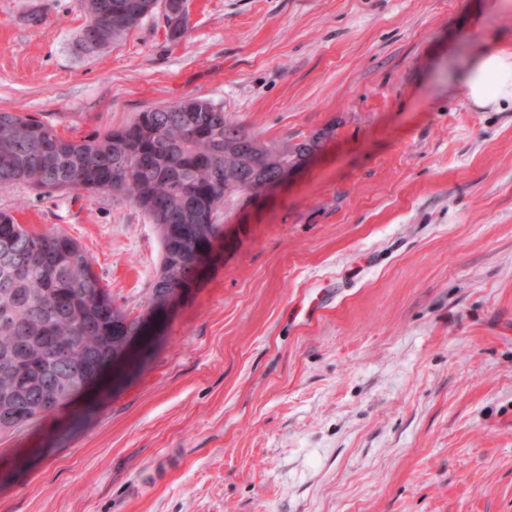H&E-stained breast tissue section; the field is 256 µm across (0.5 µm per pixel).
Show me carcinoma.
<instances>
[{
  "label": "carcinoma",
  "mask_w": 512,
  "mask_h": 512,
  "mask_svg": "<svg viewBox=\"0 0 512 512\" xmlns=\"http://www.w3.org/2000/svg\"><path fill=\"white\" fill-rule=\"evenodd\" d=\"M161 0H78L85 23L75 50L95 55L160 9ZM319 138L262 141L206 98L142 112L131 124L80 138L23 112L0 111V185L46 192L119 194L154 225L160 265L133 316L93 270L87 250L60 231L30 228L0 212V412L5 399L21 424L55 410L41 406L54 387L76 399L112 360L144 340L148 319L175 288L186 289L224 234L229 202L251 195L285 165L301 161Z\"/></svg>",
  "instance_id": "1"
}]
</instances>
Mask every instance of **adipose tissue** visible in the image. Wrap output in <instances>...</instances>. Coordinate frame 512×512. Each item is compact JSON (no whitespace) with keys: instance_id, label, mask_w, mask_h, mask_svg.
Segmentation results:
<instances>
[{"instance_id":"obj_1","label":"adipose tissue","mask_w":512,"mask_h":512,"mask_svg":"<svg viewBox=\"0 0 512 512\" xmlns=\"http://www.w3.org/2000/svg\"><path fill=\"white\" fill-rule=\"evenodd\" d=\"M470 103L490 110L512 105V45L493 37L463 60L451 77Z\"/></svg>"}]
</instances>
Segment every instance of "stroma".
Segmentation results:
<instances>
[{"mask_svg":"<svg viewBox=\"0 0 512 512\" xmlns=\"http://www.w3.org/2000/svg\"><path fill=\"white\" fill-rule=\"evenodd\" d=\"M481 0H192L82 56L76 0H0V111L81 137L187 97L320 137L226 212L147 345L0 439V512H512V111L451 87L512 18ZM139 313L153 224L111 194L0 187ZM178 2H175L174 0H170L169 2H175L174 4H170L169 2L166 3L167 12L170 15L171 18V27H178V30H184L187 29V27L190 24L191 21V0H176ZM171 7L173 9L171 10ZM163 10V17L165 19L166 23V29L167 34L169 36V39L172 41H175L179 39L184 33H176V32H170L169 26H168V14L166 10Z\"/></svg>","mask_w":512,"mask_h":512,"instance_id":"obj_1","label":"stroma"}]
</instances>
